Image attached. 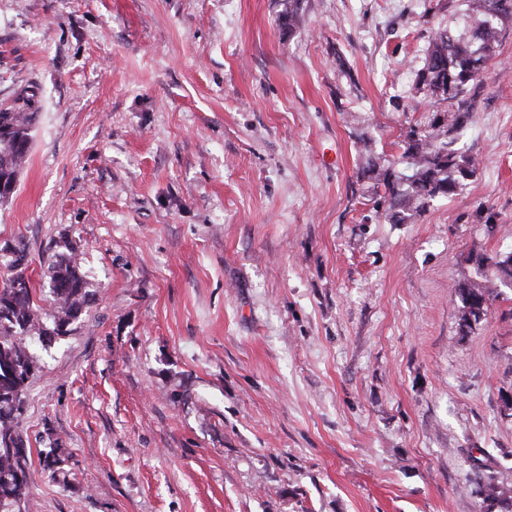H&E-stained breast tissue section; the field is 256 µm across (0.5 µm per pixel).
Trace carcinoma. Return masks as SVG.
Wrapping results in <instances>:
<instances>
[{
  "label": "carcinoma",
  "instance_id": "obj_1",
  "mask_svg": "<svg viewBox=\"0 0 512 512\" xmlns=\"http://www.w3.org/2000/svg\"><path fill=\"white\" fill-rule=\"evenodd\" d=\"M484 18L468 31L437 33L430 41L423 67L416 74L413 112L425 108V119L408 128L403 140L402 159L412 170L406 176L375 160L368 161L376 188L383 189L377 205H387L386 217L394 224H406L438 197H450L476 175L477 160L456 148L461 132L474 118L472 89L479 86L488 71L505 25L512 23V0H477ZM288 30L300 28L304 16L299 0H288L281 15ZM35 88L24 90L9 106L0 107V180L9 193L26 162L30 131L38 116ZM11 272L0 280V512L26 506L31 497V472L27 448L19 433L25 394L36 363L22 337L48 345L70 332L92 301L93 293L75 254L62 257L49 266L55 312L45 324L34 302L36 288L26 274L24 250L14 248ZM481 280H467L459 287L461 320L479 317L488 307L493 281L512 285V252L483 257L478 262ZM71 453L55 442L40 453L43 471L54 477H68L64 465ZM484 500L507 505L512 512V478H492L482 486Z\"/></svg>",
  "mask_w": 512,
  "mask_h": 512
}]
</instances>
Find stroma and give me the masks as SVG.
<instances>
[{"mask_svg": "<svg viewBox=\"0 0 512 512\" xmlns=\"http://www.w3.org/2000/svg\"><path fill=\"white\" fill-rule=\"evenodd\" d=\"M0 0V106L39 92L0 271L35 302L71 243L97 296L29 343L32 512H501L512 288V25L457 142L479 167L409 224L377 211L416 73L463 0ZM68 480L39 466L50 441ZM478 268L482 280L468 279L459 287L462 301L461 320L464 324L470 320L469 315H472L477 321L479 319L478 311L482 306L484 307L483 315L485 314L494 280L505 285H512V252L501 256L483 257L478 262ZM484 500L508 506L506 512L512 511V480L508 475L492 478L482 486Z\"/></svg>", "mask_w": 512, "mask_h": 512, "instance_id": "obj_1", "label": "stroma"}]
</instances>
